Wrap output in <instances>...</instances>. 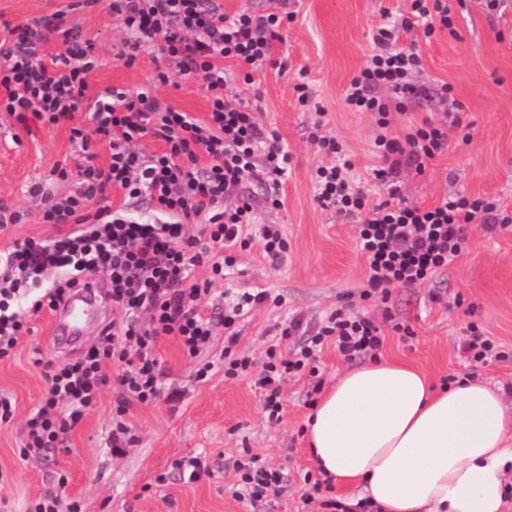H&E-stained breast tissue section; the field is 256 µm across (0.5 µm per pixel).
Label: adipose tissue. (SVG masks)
Masks as SVG:
<instances>
[{
    "label": "adipose tissue",
    "instance_id": "1",
    "mask_svg": "<svg viewBox=\"0 0 512 512\" xmlns=\"http://www.w3.org/2000/svg\"><path fill=\"white\" fill-rule=\"evenodd\" d=\"M304 428L317 468L380 512H503L512 411L485 380L437 387L379 358L340 377Z\"/></svg>",
    "mask_w": 512,
    "mask_h": 512
}]
</instances>
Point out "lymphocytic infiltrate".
<instances>
[{"mask_svg": "<svg viewBox=\"0 0 512 512\" xmlns=\"http://www.w3.org/2000/svg\"><path fill=\"white\" fill-rule=\"evenodd\" d=\"M111 7L129 34L120 60L129 66L140 52L151 51L165 63L158 82L175 86L198 81L209 94V112L206 120H198L142 88L108 89L85 106L86 77L95 66L92 44L66 26L63 11L16 26L9 38L0 39V112L22 125L33 118L55 126L88 109L93 131L72 128V141L86 147L94 134L111 150L104 168L85 154L72 173L74 193L46 200L43 223L64 226V233L0 247V359L13 356L33 332L32 317L53 309L85 274L109 279L112 304L122 312L98 348L73 362H44L45 394L26 422V456L66 446L102 387L109 385L106 366L114 361L123 367L122 393L110 439L113 452H122L132 441L124 420L130 403L148 404L161 395L158 341L175 338L193 357L212 335L210 319L194 307L203 293L193 280L195 267L209 265L212 279L220 280L253 239L261 240L274 264L288 248L274 226L256 225L249 202L228 209L224 197L254 179L279 184L288 170V151L277 131L260 122L250 100L228 94L227 88L238 79L253 83L293 13L243 10L229 15L216 0H112ZM453 28L444 0H409L406 14L373 29V50L345 92L346 106L373 114L380 130L374 146L381 163L374 177L386 200L368 205L346 176L349 163L342 143L323 134L320 123H313L308 134L327 159L315 171L317 200L358 224L367 271L363 295L383 305L389 304L394 288L416 287L458 257L469 225L512 223L496 197L447 195L422 207L401 192L402 168L424 172L448 150V129L433 119H423L399 136L390 129L396 115L423 92L413 80L421 69L419 40ZM56 37L62 40L61 51L46 55L45 44ZM147 136L163 140L164 150L151 155L133 150V143ZM114 189L128 201L148 198L152 223L131 220L113 208L107 193ZM201 217L208 236L188 233L187 224ZM328 339L350 361L376 356L384 344L370 317L339 309L299 352L286 355L268 348L257 384L265 394L269 420L281 416L284 375L316 374V352ZM461 348L474 365L512 361V349L475 323L467 326ZM62 403L67 406L63 413L58 410ZM236 469L240 499L253 504L275 493L278 474L259 466L256 457L237 462Z\"/></svg>", "mask_w": 512, "mask_h": 512, "instance_id": "lymphocytic-infiltrate-1", "label": "lymphocytic infiltrate"}]
</instances>
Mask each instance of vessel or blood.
Here are the masks:
<instances>
[{"label": "vessel or blood", "mask_w": 512, "mask_h": 512, "mask_svg": "<svg viewBox=\"0 0 512 512\" xmlns=\"http://www.w3.org/2000/svg\"><path fill=\"white\" fill-rule=\"evenodd\" d=\"M107 286L105 278L93 275L85 277L78 287L73 288L70 296L53 311L54 337L65 338L69 343L78 342L86 327L95 322L97 301L106 296Z\"/></svg>", "instance_id": "vessel-or-blood-1"}]
</instances>
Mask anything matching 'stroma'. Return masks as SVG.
Masks as SVG:
<instances>
[{
	"label": "stroma",
	"instance_id": "35a3bbf8",
	"mask_svg": "<svg viewBox=\"0 0 512 512\" xmlns=\"http://www.w3.org/2000/svg\"><path fill=\"white\" fill-rule=\"evenodd\" d=\"M111 0H0V38L6 25L23 24L65 10L68 25L78 27L95 45L98 65L88 78L87 99L108 88L154 87L158 98L174 109L206 119L208 95L199 83L180 86L156 83L157 64L144 51L134 65L119 58L127 37L121 19L112 13ZM457 17V34L442 32L422 44L423 69L418 84L441 83L454 88L455 104L423 95L398 115L395 132L425 118L461 120L471 132L469 142L450 138L448 151L424 173L405 168L400 179L408 196L426 206L449 194L496 196L512 211V9L501 18L488 17L481 0H469L461 14L457 0H449ZM296 18L273 44L277 67H264L255 87L236 83L231 93L254 97L264 125L276 129L291 157L279 190L280 206H272L263 182L253 180L224 198L232 208L249 201L257 220L285 234L288 254L279 264L265 258L260 245L242 252L235 271L214 284L198 310L211 319L213 334L195 357H187L176 341L159 342L161 382L166 392L155 403L132 404L127 414L133 441L124 452L109 442L116 390L104 388L95 407L69 438L68 448H51L37 457L21 456L27 418L40 406L45 382L32 360L39 349L43 360L74 361L97 347L100 336L89 328L75 345L54 347L47 333L49 313L34 320V341L22 345L16 357L0 361V396L16 406L11 422L0 424V512H29L31 504L55 492L59 474L68 484L60 508L79 501L82 512H320L317 501L306 500L305 474L314 472L302 426L310 400L318 399L352 364L335 346L319 355L317 377H288L281 383L283 413L271 422L256 384L266 349L280 342L282 349L302 346L340 307L371 317L385 335L382 357L409 363L434 384L456 375L474 373L503 387L512 404V362L493 361L470 367L461 351L469 322L481 324L486 335L512 348V225L479 224L470 228L465 250L442 274L415 288L393 291L390 307L362 298L365 260L357 247L358 226L315 199L313 175L322 157L308 140L316 118L301 110L293 89L298 71L307 79L325 109V131L341 140L357 184L371 202L387 195L373 175L380 164L374 140L379 130L368 112L349 111L344 93L372 49L371 34L383 18L403 14L405 0H287ZM89 127V114L79 111L72 123L24 130L0 112V205L26 211L25 223L0 234V246L13 240L50 239L57 227L42 223L39 199L29 196L41 184L55 198L72 194L74 178L52 172L61 162L76 166L82 160L71 140L72 126ZM268 290V301L243 312L237 322L234 350L253 365L241 376H224V305L239 289ZM412 325L415 335L397 336L385 312ZM298 319L295 335L280 337L285 323ZM210 364L206 380L195 371ZM250 449L279 471L276 492L266 503L253 506L235 499L229 489L238 480L235 461ZM201 456L206 468L193 482L180 479L173 464L186 456Z\"/></svg>",
	"mask_w": 512,
	"mask_h": 512
}]
</instances>
